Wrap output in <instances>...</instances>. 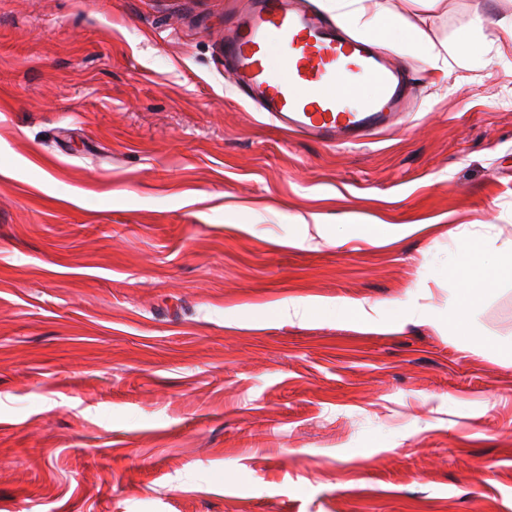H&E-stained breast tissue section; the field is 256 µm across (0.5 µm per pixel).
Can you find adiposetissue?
<instances>
[{"label": "adipose tissue", "instance_id": "ef3b65f1", "mask_svg": "<svg viewBox=\"0 0 512 512\" xmlns=\"http://www.w3.org/2000/svg\"><path fill=\"white\" fill-rule=\"evenodd\" d=\"M449 233L464 241L463 256L459 261L463 272L460 287L461 306L451 322L452 327L462 329L467 325L469 308L478 295L492 287L501 278L512 277V255L501 257L493 262L489 261L482 246L470 234H467L466 230L456 226L450 228ZM329 307L334 308L339 316L370 326L377 323L373 308L360 302L330 304L320 299H308L291 305L293 316L302 322L309 319L313 313Z\"/></svg>", "mask_w": 512, "mask_h": 512}]
</instances>
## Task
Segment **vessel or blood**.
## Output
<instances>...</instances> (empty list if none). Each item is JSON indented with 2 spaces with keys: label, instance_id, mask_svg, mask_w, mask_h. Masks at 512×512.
<instances>
[{
  "label": "vessel or blood",
  "instance_id": "vessel-or-blood-1",
  "mask_svg": "<svg viewBox=\"0 0 512 512\" xmlns=\"http://www.w3.org/2000/svg\"><path fill=\"white\" fill-rule=\"evenodd\" d=\"M224 63L272 120L331 146L360 142L405 114L407 76L376 46L341 35L300 0H250L228 16ZM370 93L356 98L354 77Z\"/></svg>",
  "mask_w": 512,
  "mask_h": 512
}]
</instances>
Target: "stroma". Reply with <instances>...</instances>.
<instances>
[{"mask_svg": "<svg viewBox=\"0 0 512 512\" xmlns=\"http://www.w3.org/2000/svg\"><path fill=\"white\" fill-rule=\"evenodd\" d=\"M242 2L0 0V512H512V279L448 326L449 228L512 253V0H383L448 65L391 49L412 110L349 147L239 96ZM329 308H333L338 316L347 317L369 326L379 325V322L373 315V313L376 312V308L374 306H368L367 308L360 302L347 303L336 301V303H331L320 299H308L305 301L292 302L288 304V306H280L279 310L287 312L289 318L293 315L295 318L299 319V321L303 322L309 319L316 311ZM291 309L292 314L290 313Z\"/></svg>", "mask_w": 512, "mask_h": 512, "instance_id": "35a3bbf8", "label": "stroma"}]
</instances>
